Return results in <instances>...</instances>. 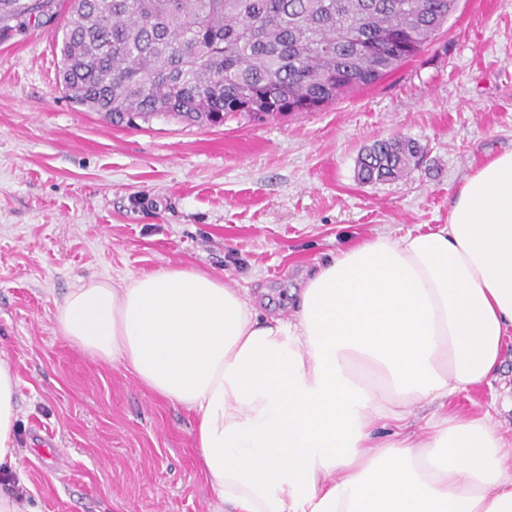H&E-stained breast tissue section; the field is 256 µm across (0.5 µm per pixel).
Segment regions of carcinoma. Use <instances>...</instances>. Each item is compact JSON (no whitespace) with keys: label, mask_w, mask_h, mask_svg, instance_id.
Listing matches in <instances>:
<instances>
[{"label":"carcinoma","mask_w":512,"mask_h":512,"mask_svg":"<svg viewBox=\"0 0 512 512\" xmlns=\"http://www.w3.org/2000/svg\"><path fill=\"white\" fill-rule=\"evenodd\" d=\"M455 0H67L59 76L68 99L118 127L154 118L220 126L312 112L419 54ZM58 0H0V36L52 19ZM422 160L412 139L378 140L364 183Z\"/></svg>","instance_id":"obj_1"}]
</instances>
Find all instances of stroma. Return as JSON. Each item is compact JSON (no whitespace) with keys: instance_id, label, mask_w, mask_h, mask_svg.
<instances>
[{"instance_id":"obj_1","label":"stroma","mask_w":512,"mask_h":512,"mask_svg":"<svg viewBox=\"0 0 512 512\" xmlns=\"http://www.w3.org/2000/svg\"><path fill=\"white\" fill-rule=\"evenodd\" d=\"M0 39V357L18 377L10 490L32 512H224L195 416L72 345L57 301L90 279L169 265L222 274L284 310L304 272L378 232L447 223L458 189L512 150V0H458L430 45L321 111L219 127H115L58 80L56 31ZM410 138L423 162L363 183L357 160ZM512 442V337L497 375L459 396Z\"/></svg>"}]
</instances>
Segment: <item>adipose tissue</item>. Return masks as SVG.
<instances>
[{
	"label": "adipose tissue",
	"instance_id": "obj_1",
	"mask_svg": "<svg viewBox=\"0 0 512 512\" xmlns=\"http://www.w3.org/2000/svg\"><path fill=\"white\" fill-rule=\"evenodd\" d=\"M59 332L196 415L224 512H512V451L488 382L512 335V150L464 181L437 229L380 233L306 272L292 316L222 275L166 266L91 279ZM17 377L0 358V474L18 448ZM439 404L419 435L408 408Z\"/></svg>",
	"mask_w": 512,
	"mask_h": 512
}]
</instances>
